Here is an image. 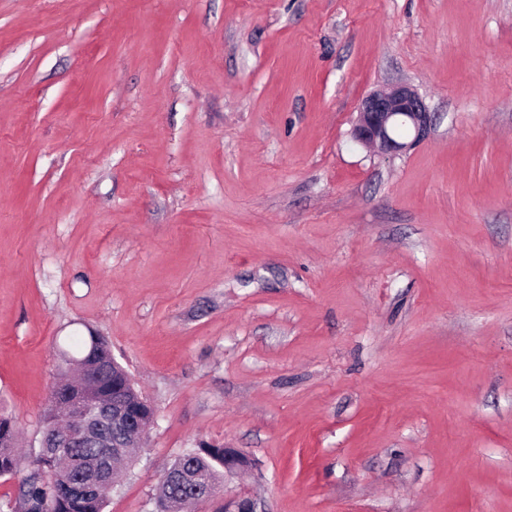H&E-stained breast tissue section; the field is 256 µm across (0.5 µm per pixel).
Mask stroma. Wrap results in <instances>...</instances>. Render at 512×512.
Here are the masks:
<instances>
[{"instance_id": "35a3bbf8", "label": "stroma", "mask_w": 512, "mask_h": 512, "mask_svg": "<svg viewBox=\"0 0 512 512\" xmlns=\"http://www.w3.org/2000/svg\"><path fill=\"white\" fill-rule=\"evenodd\" d=\"M415 88L428 138L358 145ZM98 333L262 512H512V0H0V409ZM432 123L423 98L412 87L400 84L374 91L361 100L352 134L361 145L377 148L382 154H396L423 140ZM399 127L407 129L405 138L396 135ZM409 137L411 141L405 142Z\"/></svg>"}]
</instances>
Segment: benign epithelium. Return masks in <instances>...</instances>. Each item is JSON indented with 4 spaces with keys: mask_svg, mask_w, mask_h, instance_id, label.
Returning a JSON list of instances; mask_svg holds the SVG:
<instances>
[{
    "mask_svg": "<svg viewBox=\"0 0 512 512\" xmlns=\"http://www.w3.org/2000/svg\"><path fill=\"white\" fill-rule=\"evenodd\" d=\"M433 123L431 112L418 92L407 85H395L374 91L358 106L353 139L383 154H396L410 144L423 140ZM83 383H59L49 401L56 411L81 423L79 437L102 449L105 456L120 458L143 442L156 411L139 393L130 374L112 357L111 352L94 348L80 361ZM112 376V393L100 390L101 380ZM69 440L66 429L43 431V448H62ZM253 466L252 459L240 448L224 449V480L228 481ZM183 480L195 492H204V501L216 497L200 473L186 471ZM221 512H259L256 500L244 494L224 497Z\"/></svg>",
    "mask_w": 512,
    "mask_h": 512,
    "instance_id": "obj_1",
    "label": "benign epithelium"
}]
</instances>
